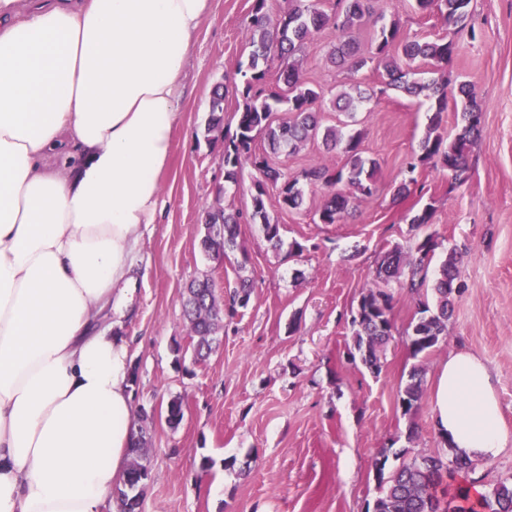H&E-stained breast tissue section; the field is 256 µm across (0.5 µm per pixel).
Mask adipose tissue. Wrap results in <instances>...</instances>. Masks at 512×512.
<instances>
[{
  "mask_svg": "<svg viewBox=\"0 0 512 512\" xmlns=\"http://www.w3.org/2000/svg\"><path fill=\"white\" fill-rule=\"evenodd\" d=\"M210 0H0V512H101L137 409L130 342L100 327L160 200ZM453 453L512 443L490 367L437 372Z\"/></svg>",
  "mask_w": 512,
  "mask_h": 512,
  "instance_id": "adipose-tissue-1",
  "label": "adipose tissue"
}]
</instances>
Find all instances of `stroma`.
<instances>
[{
	"mask_svg": "<svg viewBox=\"0 0 512 512\" xmlns=\"http://www.w3.org/2000/svg\"><path fill=\"white\" fill-rule=\"evenodd\" d=\"M252 4L210 0L194 41L171 158L160 176L164 208L144 236L132 280L112 293V317L131 341L134 402L156 410L146 426L152 478L140 512H365L376 493L374 460L381 449H441L435 380L450 350L474 352L492 367L512 430V0H471L475 33L459 41L441 73L450 87L469 83L483 114L484 134L469 156L471 176L461 185L443 167L408 173L429 124L425 107L409 97H378L352 117L337 111V94L376 84L380 71L371 64L347 77L328 60L335 29L311 36L303 73L321 94L315 108L326 126L356 119L365 132V157L380 165L378 192L355 203L343 222L317 224L322 188L306 187L305 205L285 210L279 185L267 183V211L282 239L276 250L248 218L257 171L243 164L237 183L225 182L224 146L204 133L218 84L228 89L224 127H236L242 99L234 87L249 53L245 23ZM374 8L399 18L402 35L449 34L437 14L417 11L415 0H376ZM269 162L295 176L321 163L341 166L344 158L315 140ZM411 175L423 192L396 197V187ZM216 205L243 215L239 240L255 288L241 316L220 331L216 350L198 362L182 316L183 291L207 277L220 293L237 277L234 258L220 263L199 247L204 213ZM429 205L433 260L457 252L466 288L448 322L447 343L415 358L405 335L415 303L390 285L396 329L374 375L347 355L351 312L379 254L396 243L412 244L419 235L412 219ZM415 365L424 369V392L410 418L399 392ZM175 396L184 416L173 426L166 417ZM412 423L418 436L409 443ZM205 458L211 465L204 470Z\"/></svg>",
	"mask_w": 512,
	"mask_h": 512,
	"instance_id": "obj_1",
	"label": "stroma"
}]
</instances>
